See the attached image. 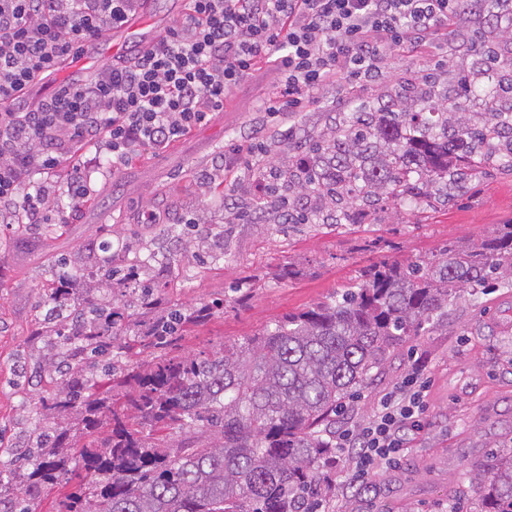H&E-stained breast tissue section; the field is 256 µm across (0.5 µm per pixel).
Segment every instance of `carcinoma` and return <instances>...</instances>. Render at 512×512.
I'll return each mask as SVG.
<instances>
[{
	"label": "carcinoma",
	"mask_w": 512,
	"mask_h": 512,
	"mask_svg": "<svg viewBox=\"0 0 512 512\" xmlns=\"http://www.w3.org/2000/svg\"><path fill=\"white\" fill-rule=\"evenodd\" d=\"M478 66L450 96L425 76L363 103L291 148L268 173L269 204L254 219L280 224L354 223L385 200L419 206L451 202L486 166L512 170V60L486 41ZM477 97L486 109L470 113ZM512 284V223L498 224L442 256L404 265H369L333 297L265 326L254 337L211 354L157 356L127 374L133 390L100 395L75 373L85 350L112 351L127 308L94 302L77 316L73 362L55 364L56 390L40 398L43 416H82L77 452L62 431L46 447L28 446L32 467L0 469V512L41 487L76 482L59 512H315L336 487L321 471L336 456L331 430L345 400L411 337L441 325L467 290ZM60 283L44 302L62 311ZM196 321L170 312L133 333L132 345L162 348ZM477 487L480 512H512V450L473 463L463 474Z\"/></svg>",
	"instance_id": "1"
}]
</instances>
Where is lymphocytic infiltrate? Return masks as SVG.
<instances>
[{
	"label": "lymphocytic infiltrate",
	"mask_w": 512,
	"mask_h": 512,
	"mask_svg": "<svg viewBox=\"0 0 512 512\" xmlns=\"http://www.w3.org/2000/svg\"><path fill=\"white\" fill-rule=\"evenodd\" d=\"M142 0H0V201L41 223L42 191L19 194L74 150L105 148L113 169L162 150L206 122L255 66L279 73L264 112L317 105L329 83L370 82L384 52H417L470 24L462 0H188L186 18L132 57L55 87L36 104L25 93L84 46L123 25ZM425 366L344 430L336 453L355 483L398 465L428 424Z\"/></svg>",
	"instance_id": "1"
}]
</instances>
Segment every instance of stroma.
<instances>
[{
  "label": "stroma",
  "mask_w": 512,
  "mask_h": 512,
  "mask_svg": "<svg viewBox=\"0 0 512 512\" xmlns=\"http://www.w3.org/2000/svg\"><path fill=\"white\" fill-rule=\"evenodd\" d=\"M475 58L469 46L439 41L423 56L387 51L379 81L357 89L330 84L316 107L285 117L258 109L276 72L253 71L208 122L160 151L134 159L118 172L98 171L91 195L70 207L65 194L70 164L38 179L47 195L45 221L19 223L11 205H0V463L24 457L21 437L34 429L68 433L82 444L78 416L43 419L36 403L54 379L43 362L55 358L46 345L54 322L41 297L54 281L70 282L72 303L84 305L85 278L98 268L102 242H110L114 266L148 264L155 307L140 309L121 286L100 290L121 299L129 322L178 311L190 314L221 300L204 322L188 327L175 343L184 354L215 352L252 336L279 317L306 309L357 280L369 264L413 261L441 254L447 245L479 238L512 222V173L473 175L466 195L448 205L392 210L368 208L356 224H256L234 220L236 210L262 200L257 172L224 176L230 145L277 144L326 130L363 101L394 93L401 82L427 73L455 85ZM225 183L226 198L212 188ZM159 221L147 223L148 213ZM224 242L222 252L211 248ZM293 276L281 277L283 267ZM445 328L412 337L381 366L374 380L346 401L337 429L368 419L379 400L398 389L412 361L426 365L429 420L405 458L380 470L367 490L352 496L343 466L327 469L336 492L332 512H461L473 490L460 478L472 463L512 446V287L468 295L448 308Z\"/></svg>",
  "instance_id": "obj_1"
}]
</instances>
